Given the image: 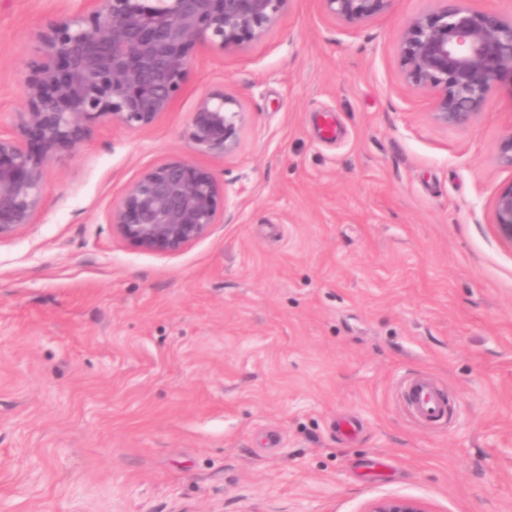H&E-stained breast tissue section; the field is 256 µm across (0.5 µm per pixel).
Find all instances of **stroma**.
Wrapping results in <instances>:
<instances>
[{
  "label": "stroma",
  "instance_id": "obj_1",
  "mask_svg": "<svg viewBox=\"0 0 512 512\" xmlns=\"http://www.w3.org/2000/svg\"><path fill=\"white\" fill-rule=\"evenodd\" d=\"M438 0L350 27L291 0L240 49L196 47L149 131L99 124L47 169L37 224L0 244V512H512V245L492 222L512 91L434 121L399 40ZM84 0H0V128L47 22ZM223 90L237 151L190 149ZM187 158L227 198L175 255L106 214ZM442 388L417 423L401 384ZM369 512H427V510L413 499L388 497L376 502Z\"/></svg>",
  "mask_w": 512,
  "mask_h": 512
}]
</instances>
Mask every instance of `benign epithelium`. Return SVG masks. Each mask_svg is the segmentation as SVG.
<instances>
[{
    "mask_svg": "<svg viewBox=\"0 0 512 512\" xmlns=\"http://www.w3.org/2000/svg\"><path fill=\"white\" fill-rule=\"evenodd\" d=\"M87 14L45 25L39 61L23 74L24 107L0 132V243L36 223L48 166L81 147L103 119L148 131L188 79L193 49L241 48L263 36L288 0H86ZM329 15L360 25L392 0H323ZM404 28L399 54L407 84L432 93V114L465 128L502 86L512 89V16L475 10L468 0H441ZM215 92L192 112L193 149L226 157L238 148L242 113ZM216 175L176 158L140 174L107 223L133 247L177 254L206 237L224 212ZM492 220L512 245V182L492 200ZM369 512H427L417 501L388 497Z\"/></svg>",
    "mask_w": 512,
    "mask_h": 512,
    "instance_id": "1",
    "label": "benign epithelium"
}]
</instances>
